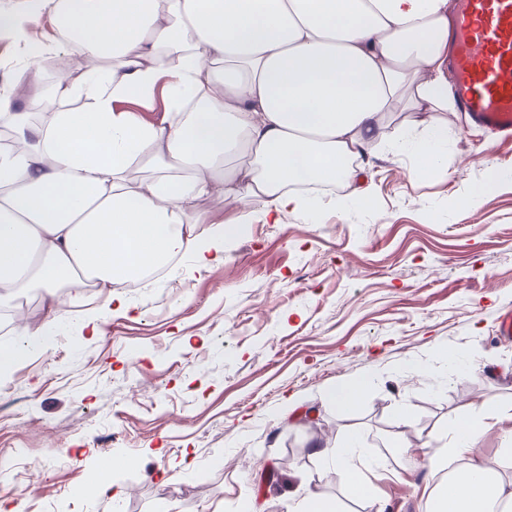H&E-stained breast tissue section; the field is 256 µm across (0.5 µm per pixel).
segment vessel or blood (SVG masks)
<instances>
[{"mask_svg": "<svg viewBox=\"0 0 512 512\" xmlns=\"http://www.w3.org/2000/svg\"><path fill=\"white\" fill-rule=\"evenodd\" d=\"M448 64L458 108L512 135V0H459Z\"/></svg>", "mask_w": 512, "mask_h": 512, "instance_id": "vessel-or-blood-1", "label": "vessel or blood"}]
</instances>
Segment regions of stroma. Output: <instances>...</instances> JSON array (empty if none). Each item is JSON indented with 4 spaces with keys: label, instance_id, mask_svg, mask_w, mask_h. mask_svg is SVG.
I'll list each match as a JSON object with an SVG mask.
<instances>
[{
    "label": "stroma",
    "instance_id": "stroma-1",
    "mask_svg": "<svg viewBox=\"0 0 512 512\" xmlns=\"http://www.w3.org/2000/svg\"><path fill=\"white\" fill-rule=\"evenodd\" d=\"M26 51L0 38V83L42 90ZM397 112L361 178L312 210L266 223L222 195L197 207L226 223L224 262L124 289L125 309L74 288L60 343L0 373V501L24 512H288L305 490L342 512H430L445 472L421 457L448 421L501 415L476 454L512 481V141L440 113L444 166L399 150L424 125ZM469 200L460 209V200ZM352 386V401L326 393ZM355 436L393 471L376 500L309 439ZM404 437L408 450L391 443ZM111 461L110 493L84 495ZM43 477L28 490L33 467Z\"/></svg>",
    "mask_w": 512,
    "mask_h": 512
}]
</instances>
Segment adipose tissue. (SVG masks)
I'll return each mask as SVG.
<instances>
[{"mask_svg": "<svg viewBox=\"0 0 512 512\" xmlns=\"http://www.w3.org/2000/svg\"><path fill=\"white\" fill-rule=\"evenodd\" d=\"M451 12V0H66L55 15L62 47L89 64L52 95L80 110L36 123L39 96L0 88V113L22 143L0 147V305L40 290L47 308L39 324L17 321L21 342L0 348V371L58 329L52 311L70 280L93 281L118 304L130 281L177 256L193 254L200 269L223 263L222 250L201 245L202 197L221 194L243 216L262 203L279 223L306 207L298 185L353 181L347 160L385 141L400 108L430 113L418 152L438 168L447 131L436 115L453 107ZM160 85V123L120 110L131 88ZM184 99L198 108L181 111ZM134 169L150 175L131 183ZM481 429L450 421L449 447L425 450L436 470L467 460L464 479L430 494L435 512H512V492L475 455ZM311 445L370 496L373 468L355 439Z\"/></svg>", "mask_w": 512, "mask_h": 512, "instance_id": "1", "label": "adipose tissue"}]
</instances>
